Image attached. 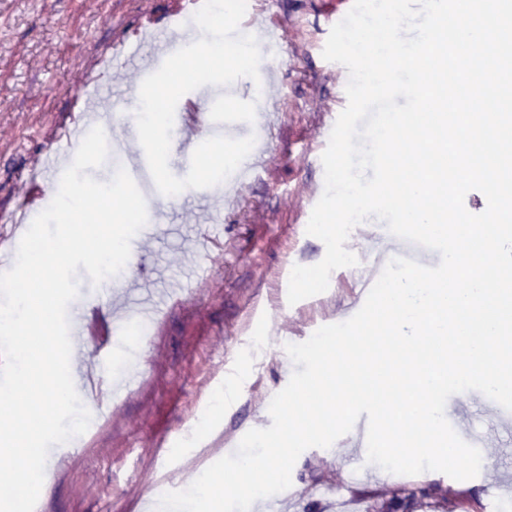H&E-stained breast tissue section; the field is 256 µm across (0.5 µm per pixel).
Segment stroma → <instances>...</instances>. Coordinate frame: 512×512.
Masks as SVG:
<instances>
[{
    "label": "stroma",
    "mask_w": 512,
    "mask_h": 512,
    "mask_svg": "<svg viewBox=\"0 0 512 512\" xmlns=\"http://www.w3.org/2000/svg\"><path fill=\"white\" fill-rule=\"evenodd\" d=\"M182 0H0V219L9 218L26 194L31 170L46 153L71 164L58 127L73 112L104 102L86 81L98 72V53L135 40L149 19L169 41L185 28ZM280 46L264 59L273 86L237 80L216 87L208 106L223 136L264 143V167L242 178L233 173L206 195L181 192L161 221L176 232L151 242L140 283L158 288L172 280L187 291L164 299L148 322L140 349L142 374L132 392L104 394L76 449L48 457L46 482L35 512H141L143 501L180 490L185 474L202 471L256 425L270 426L269 405L295 366L286 344L308 340L321 326L351 318L370 285L354 268L330 275L328 289L296 304L287 300L293 266L314 265L324 243L308 235L312 210L324 192L322 154L338 114L332 106L348 70L322 52L342 0H264ZM220 237L209 257H197L198 228ZM402 239L369 218L345 243L357 258L382 259ZM74 311L101 305L120 312L123 278L93 285L78 273ZM480 392L452 395L447 405L457 431L480 440L483 466L469 480L440 472L413 476L436 483L462 501L459 512H485L488 496L512 508V411H486ZM354 434L330 447L305 450L291 486L278 493L281 512H339L352 504L366 512L358 492L401 483L377 465L355 474Z\"/></svg>",
    "instance_id": "35a3bbf8"
}]
</instances>
